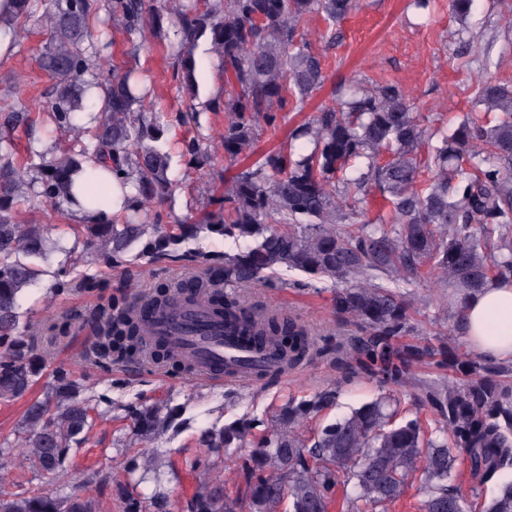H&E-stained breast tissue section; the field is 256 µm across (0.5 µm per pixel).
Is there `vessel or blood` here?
<instances>
[{"mask_svg":"<svg viewBox=\"0 0 512 512\" xmlns=\"http://www.w3.org/2000/svg\"><path fill=\"white\" fill-rule=\"evenodd\" d=\"M157 339L187 356L196 372L211 381L235 376L241 381L250 380L251 375L228 367L241 351L224 339V325L213 319L203 303L182 305L177 320H159L151 327Z\"/></svg>","mask_w":512,"mask_h":512,"instance_id":"vessel-or-blood-1","label":"vessel or blood"}]
</instances>
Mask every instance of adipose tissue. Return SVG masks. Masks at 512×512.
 Masks as SVG:
<instances>
[{
    "instance_id": "adipose-tissue-1",
    "label": "adipose tissue",
    "mask_w": 512,
    "mask_h": 512,
    "mask_svg": "<svg viewBox=\"0 0 512 512\" xmlns=\"http://www.w3.org/2000/svg\"><path fill=\"white\" fill-rule=\"evenodd\" d=\"M463 331L474 354L512 360V285L494 282L470 296Z\"/></svg>"
}]
</instances>
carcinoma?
I'll list each match as a JSON object with an SVG mask.
<instances>
[{"mask_svg":"<svg viewBox=\"0 0 512 512\" xmlns=\"http://www.w3.org/2000/svg\"><path fill=\"white\" fill-rule=\"evenodd\" d=\"M94 0H48L44 18L51 37L40 59L54 79L49 105L53 124L73 135L75 155L36 151L39 162L19 171L0 152V398L25 394L38 375L32 348L19 326V301L39 277L35 260L51 252L69 255L61 239L37 224L16 222L22 198L40 197L59 213L71 212L74 176L109 169L120 180L123 205L112 220L84 224L93 261L119 267L136 256L163 255L174 262L206 265L203 275L178 292L162 286L147 307L112 302L98 325L95 362L152 360L190 370L189 360L148 333V315L169 316L183 300L205 302L224 320V335L238 336L271 382L327 358L345 378H375L385 392L323 425L308 438L304 428L331 407L339 385L291 398L270 418L244 414L207 430L200 446L224 452L227 469H213L187 512H328L332 496L345 489V512H386L413 483L424 494V512H512V362L471 357L439 336H417L413 302L403 291L421 267L453 288L448 306L462 330L466 298L493 281L512 284V86L479 82L477 103L502 114L485 127L461 123L432 148L433 176L417 189L418 154L424 144L419 113L392 84L360 85L347 98L333 97L296 126L288 144L224 182L211 209L191 224L162 229V216L147 224L141 212L170 196L169 127L183 113L152 112L132 69L104 73L83 43ZM359 0H166L178 43L173 70L189 100L197 98V41L207 36L221 60L224 96L190 105L191 120L221 112V130L183 140L182 155L203 167L216 153L246 160L259 137L277 132L288 113L300 112L325 83L322 63L300 34L307 17L320 15L331 33ZM112 15L130 34H160L149 0H112ZM387 157L379 164L381 157ZM389 193L390 224L356 223V203L366 180ZM219 236L236 249L212 260L181 250L187 240ZM277 271L300 272L336 285V312L364 328L334 345L318 344L305 325L282 310L259 309L238 289L273 285ZM434 365L436 374L420 368ZM414 390L418 410L409 417L394 406L391 390ZM76 382L59 369L56 384L27 409L29 461L39 469L61 468L71 443L89 428V407L74 399ZM141 436L167 427L160 406L132 407ZM249 449L245 456L241 449ZM244 479L241 496H222L226 473ZM129 473L159 480L158 457L143 452ZM495 485L491 499L485 489ZM123 512H146L132 484H118ZM0 512H96L90 500L62 501L42 490L25 495L0 491Z\"/></svg>","mask_w":512,"mask_h":512,"instance_id":"carcinoma-1","label":"carcinoma"}]
</instances>
